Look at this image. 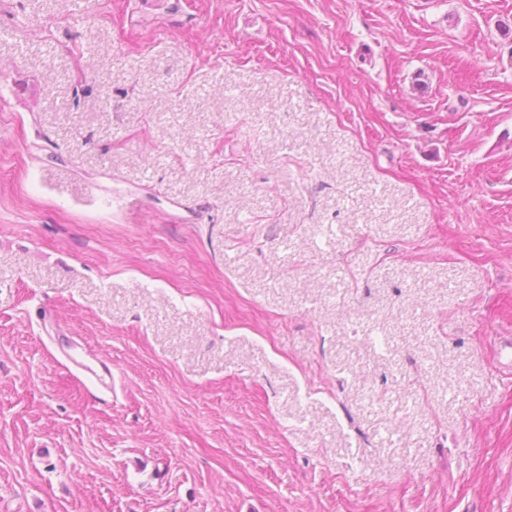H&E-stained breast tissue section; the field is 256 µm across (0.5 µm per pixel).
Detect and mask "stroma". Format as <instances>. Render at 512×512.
Returning <instances> with one entry per match:
<instances>
[{
    "label": "stroma",
    "mask_w": 512,
    "mask_h": 512,
    "mask_svg": "<svg viewBox=\"0 0 512 512\" xmlns=\"http://www.w3.org/2000/svg\"><path fill=\"white\" fill-rule=\"evenodd\" d=\"M501 336L512 0H0V512H512ZM58 347L64 357L67 358L74 367L92 374L96 382L100 383L104 387H108L107 380L112 379V369L108 365L99 360H97V365L94 367L86 364L83 360V349L72 338H62L58 341Z\"/></svg>",
    "instance_id": "35a3bbf8"
}]
</instances>
